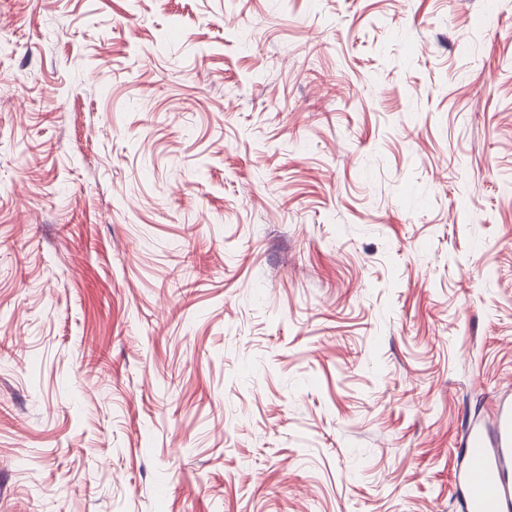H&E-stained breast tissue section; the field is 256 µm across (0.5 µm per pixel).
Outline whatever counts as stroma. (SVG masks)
<instances>
[{
    "mask_svg": "<svg viewBox=\"0 0 512 512\" xmlns=\"http://www.w3.org/2000/svg\"><path fill=\"white\" fill-rule=\"evenodd\" d=\"M512 395V0H0V512H464Z\"/></svg>",
    "mask_w": 512,
    "mask_h": 512,
    "instance_id": "1",
    "label": "stroma"
}]
</instances>
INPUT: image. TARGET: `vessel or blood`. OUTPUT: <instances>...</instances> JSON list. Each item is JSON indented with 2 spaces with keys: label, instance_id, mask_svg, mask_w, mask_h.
I'll return each instance as SVG.
<instances>
[{
  "label": "vessel or blood",
  "instance_id": "obj_1",
  "mask_svg": "<svg viewBox=\"0 0 512 512\" xmlns=\"http://www.w3.org/2000/svg\"><path fill=\"white\" fill-rule=\"evenodd\" d=\"M460 445L456 483L465 512H512V400L497 402L492 431L471 426Z\"/></svg>",
  "mask_w": 512,
  "mask_h": 512
}]
</instances>
